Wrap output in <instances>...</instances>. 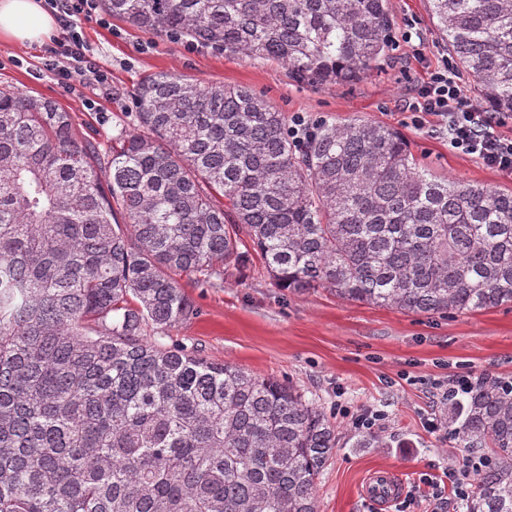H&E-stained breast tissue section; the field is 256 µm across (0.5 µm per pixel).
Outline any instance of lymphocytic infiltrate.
<instances>
[{"label": "lymphocytic infiltrate", "instance_id": "obj_1", "mask_svg": "<svg viewBox=\"0 0 512 512\" xmlns=\"http://www.w3.org/2000/svg\"><path fill=\"white\" fill-rule=\"evenodd\" d=\"M48 4L58 10L64 34L53 38L46 50L47 70L68 87L77 79L107 84V71L90 57L76 30L77 17L95 12L98 0H48ZM404 109L413 113L417 128L430 124L435 131L445 133L452 151L512 173V135L501 132L507 124V113L490 111L482 99L468 95L451 59L441 58L431 67L426 81L405 102ZM483 465L481 457L469 458L463 466L449 467L443 483H431L432 512H447L449 500L465 499L471 476Z\"/></svg>", "mask_w": 512, "mask_h": 512}]
</instances>
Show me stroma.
I'll use <instances>...</instances> for the list:
<instances>
[{"label": "stroma", "mask_w": 512, "mask_h": 512, "mask_svg": "<svg viewBox=\"0 0 512 512\" xmlns=\"http://www.w3.org/2000/svg\"><path fill=\"white\" fill-rule=\"evenodd\" d=\"M390 3L393 34L413 26L427 44L428 58H414L402 43L355 82L300 83L275 60L195 48L185 38L174 41L116 19L104 24L94 15L78 18L77 30L109 72L108 84L78 82L63 90L44 65L45 43L1 39L0 88L54 98L72 112L76 137L106 151L116 125L134 111L133 91L147 75L175 73L193 82L239 85L289 118L391 126L435 173L511 190L512 174L450 151L445 136L415 128L403 112L404 100L427 77V61L447 49L426 0ZM179 281L199 313L166 331L163 343L292 384L338 426V444L316 482L319 512H393V505H377L363 494L374 472H391L407 492L423 476H442L469 454L447 430H428V418L448 413L447 404L434 400V386L457 375L512 379V304L470 313L408 314L346 301L324 289L294 295L273 285L258 258L231 284H202L184 275ZM342 406L384 411L383 447H356L359 432L339 415Z\"/></svg>", "instance_id": "stroma-1"}]
</instances>
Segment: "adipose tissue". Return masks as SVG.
Here are the masks:
<instances>
[{"label":"adipose tissue","instance_id":"ef3b65f1","mask_svg":"<svg viewBox=\"0 0 512 512\" xmlns=\"http://www.w3.org/2000/svg\"><path fill=\"white\" fill-rule=\"evenodd\" d=\"M59 26L57 13L46 9L43 0H0V38L39 42Z\"/></svg>","mask_w":512,"mask_h":512}]
</instances>
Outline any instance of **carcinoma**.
Returning a JSON list of instances; mask_svg holds the SVG:
<instances>
[{"label":"carcinoma","mask_w":512,"mask_h":512,"mask_svg":"<svg viewBox=\"0 0 512 512\" xmlns=\"http://www.w3.org/2000/svg\"><path fill=\"white\" fill-rule=\"evenodd\" d=\"M458 72L512 113V0H428ZM114 19L358 81L389 0H104ZM101 152L55 101L0 90V512H318L337 426L291 384L157 339L195 318L176 276L407 313L512 304V191L440 177L392 127L288 135L244 87L145 77ZM124 223H119L117 216ZM448 436L488 461L464 512H512V393L478 382Z\"/></svg>","instance_id":"carcinoma-1"}]
</instances>
